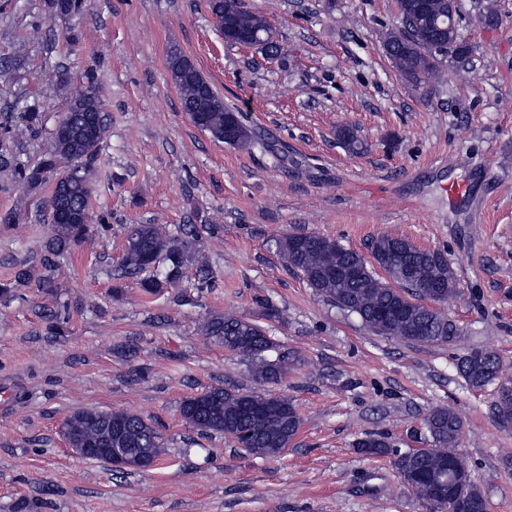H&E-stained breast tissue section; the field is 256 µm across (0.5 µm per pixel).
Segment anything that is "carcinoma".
<instances>
[{"instance_id":"obj_1","label":"carcinoma","mask_w":512,"mask_h":512,"mask_svg":"<svg viewBox=\"0 0 512 512\" xmlns=\"http://www.w3.org/2000/svg\"><path fill=\"white\" fill-rule=\"evenodd\" d=\"M84 0H50L49 19L78 13ZM217 27L230 44L248 34L258 47L272 48V29L267 20L251 10L244 0H209ZM399 26L390 30L384 47L397 72L419 86L439 79L441 67L451 59L463 62L469 48L448 38V0H397ZM168 66L180 93L183 111L190 120L216 141H224V125L236 128L227 145L250 150H269V143L244 122L241 111L224 104L214 87L187 59L174 52ZM107 117L100 98L86 89L69 99L67 110L52 134V142L38 161L21 168L23 187L35 191L46 177H55L46 202V213L54 226L44 243L45 266L75 246L93 244L89 205L92 168L97 152L107 136ZM339 143L350 153L363 150L356 130L345 125L336 133ZM285 262L299 270L308 286L336 307L357 315L375 334L409 344L427 346L450 343L459 335L457 325L443 315L437 305L456 293L455 273L448 257L439 250L425 256L401 237L381 234L372 241V256L385 273L380 277L356 251L333 239L314 234H286L276 240ZM195 266L197 285L202 288L214 278L208 255L198 247V231L186 225L181 234H172L165 224H132L126 235L122 260L124 274L138 276L139 288L156 295L174 287L184 277L187 264ZM440 288L433 289L434 285ZM201 335L224 342V347L247 360L254 378L262 383L277 382L288 373V361L281 356L269 359L276 344L257 321L231 313L205 318L198 327ZM457 368L466 384L482 389L499 379L500 361L487 348L473 349L458 359ZM275 402L283 416L260 420L244 415L243 406ZM180 413L185 422L201 432H221L244 448L264 456H276L298 433L301 419L285 397L214 387L185 398ZM495 414L503 427L512 425V383L497 390ZM463 421L451 407L434 410L427 419L432 439L428 448L400 455L399 474L413 478V492L430 502L435 512H450L452 499L440 500L434 482L448 477L446 464L457 452ZM64 435L72 448H134L141 455L159 460L163 443L160 434L143 416L127 410L77 409L63 423ZM472 507L465 512H483L485 496L473 482H467Z\"/></svg>"}]
</instances>
